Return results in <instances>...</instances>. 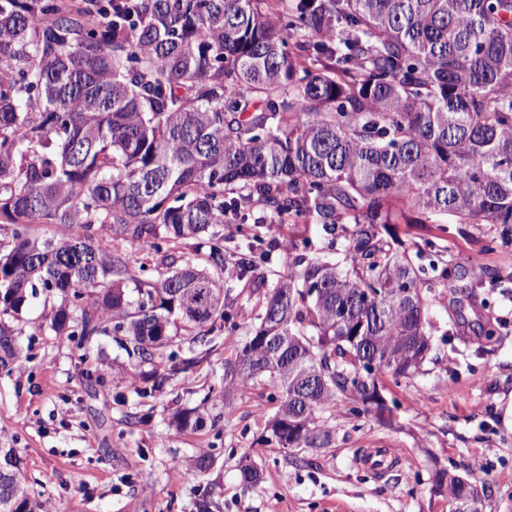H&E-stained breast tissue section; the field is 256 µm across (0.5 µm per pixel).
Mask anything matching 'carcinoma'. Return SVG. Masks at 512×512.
<instances>
[{
  "instance_id": "cac0c4a2",
  "label": "carcinoma",
  "mask_w": 512,
  "mask_h": 512,
  "mask_svg": "<svg viewBox=\"0 0 512 512\" xmlns=\"http://www.w3.org/2000/svg\"><path fill=\"white\" fill-rule=\"evenodd\" d=\"M258 209L320 225L322 256L291 240L280 274L272 240L224 248ZM433 215L512 245V0H0L1 371L40 291L56 334L150 367L143 399L159 364L176 379L240 336L214 397L269 384L263 443L326 448L324 414L384 417L382 377L432 349L439 262L389 227ZM0 512H47L11 447Z\"/></svg>"
}]
</instances>
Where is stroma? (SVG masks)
<instances>
[{
  "instance_id": "obj_1",
  "label": "stroma",
  "mask_w": 512,
  "mask_h": 512,
  "mask_svg": "<svg viewBox=\"0 0 512 512\" xmlns=\"http://www.w3.org/2000/svg\"><path fill=\"white\" fill-rule=\"evenodd\" d=\"M412 249L427 242L446 247L447 279L437 281L429 306L432 350L414 374L384 377L389 422L375 414L339 417L327 448L301 450V463L263 444L256 410H273L270 387L238 395L224 408L219 430L182 432L172 424L177 407L198 405L209 386L220 385L223 349L200 366L162 384L142 399L132 375L134 360L109 337L77 348L44 329L42 299L22 314L19 336L26 358L0 372V446L18 449L21 468L50 512H197L210 493L212 512H451L436 491L434 474L449 472L488 482L485 512H512V246L489 249L490 224H396ZM259 233L280 248L274 268L286 272L285 244L321 239L312 224H228L224 245L244 244ZM496 272L501 286L492 287ZM496 334L485 338L484 325ZM150 412L147 423L128 417ZM363 448H398L401 467L382 476L358 469ZM212 451L204 479L184 481L178 470L199 452ZM250 456L260 479L244 486L239 460Z\"/></svg>"
}]
</instances>
